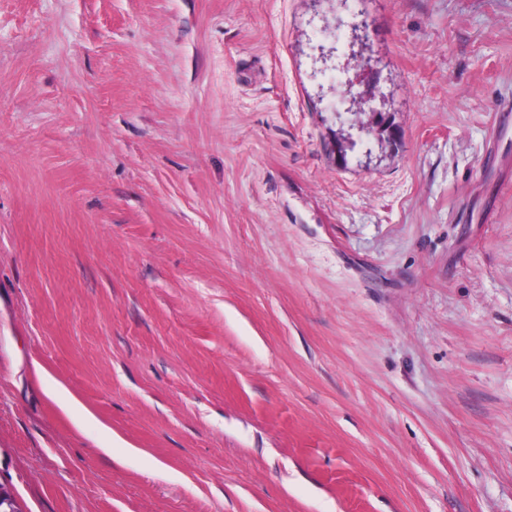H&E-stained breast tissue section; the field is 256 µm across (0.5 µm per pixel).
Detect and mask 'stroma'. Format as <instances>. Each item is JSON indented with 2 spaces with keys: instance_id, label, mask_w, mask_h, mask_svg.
I'll use <instances>...</instances> for the list:
<instances>
[{
  "instance_id": "obj_1",
  "label": "stroma",
  "mask_w": 512,
  "mask_h": 512,
  "mask_svg": "<svg viewBox=\"0 0 512 512\" xmlns=\"http://www.w3.org/2000/svg\"><path fill=\"white\" fill-rule=\"evenodd\" d=\"M0 486L512 512V0H0Z\"/></svg>"
}]
</instances>
